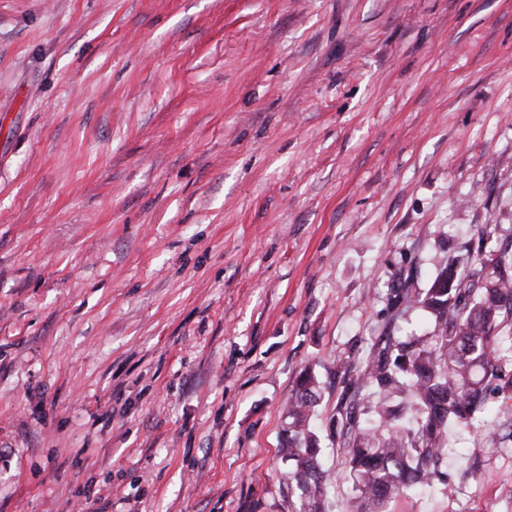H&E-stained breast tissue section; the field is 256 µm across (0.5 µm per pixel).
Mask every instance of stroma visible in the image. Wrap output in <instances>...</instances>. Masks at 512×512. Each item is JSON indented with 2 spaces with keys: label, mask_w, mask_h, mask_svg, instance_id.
<instances>
[{
  "label": "stroma",
  "mask_w": 512,
  "mask_h": 512,
  "mask_svg": "<svg viewBox=\"0 0 512 512\" xmlns=\"http://www.w3.org/2000/svg\"><path fill=\"white\" fill-rule=\"evenodd\" d=\"M512 242V0H0V512H300L395 291ZM389 512H512L454 432ZM319 382L310 371L300 375L294 395L288 404V430L281 442L282 459L291 462L288 481L302 491L305 503L301 512H324L322 496L327 474L319 464L321 446L310 429L315 407L320 398Z\"/></svg>",
  "instance_id": "stroma-1"
}]
</instances>
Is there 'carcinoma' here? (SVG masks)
<instances>
[{
  "label": "carcinoma",
  "instance_id": "1",
  "mask_svg": "<svg viewBox=\"0 0 512 512\" xmlns=\"http://www.w3.org/2000/svg\"><path fill=\"white\" fill-rule=\"evenodd\" d=\"M410 306L429 313L432 332L410 341L380 336L361 366L352 400L339 411L350 456L355 492L352 512H387L407 490L429 485L448 455V429H480L487 397L512 401V247H488L451 256L424 292L404 293ZM311 372L300 375L288 404L282 459L291 463L288 481L302 491L301 512H324L327 474L319 464L321 446L310 429L320 398ZM400 402L392 404V400ZM367 400L379 425L357 417ZM495 444H512V419L484 430Z\"/></svg>",
  "mask_w": 512,
  "mask_h": 512
}]
</instances>
